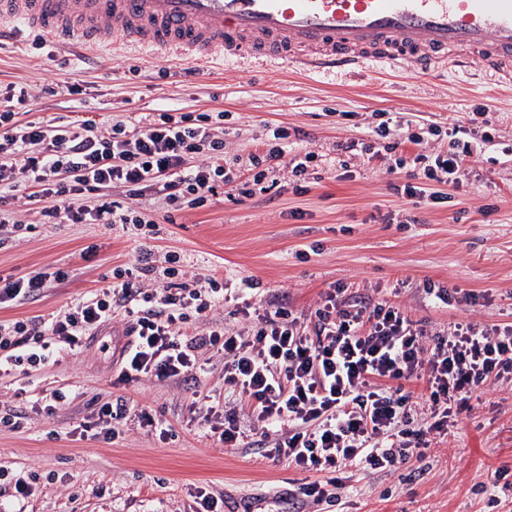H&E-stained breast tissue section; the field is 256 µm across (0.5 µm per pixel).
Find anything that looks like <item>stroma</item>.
<instances>
[{
    "label": "stroma",
    "mask_w": 512,
    "mask_h": 512,
    "mask_svg": "<svg viewBox=\"0 0 512 512\" xmlns=\"http://www.w3.org/2000/svg\"><path fill=\"white\" fill-rule=\"evenodd\" d=\"M191 63L163 53L116 48L76 61L71 50L51 49L25 35L0 48V84L36 87L29 119L94 117L103 125L159 110L227 112L224 130L234 153L247 156L269 142L274 129L289 133L293 151L314 150L302 190L292 180L250 197L225 193L204 207L163 222L161 201L146 197L155 229L132 225L47 224L28 232L23 245L0 248V275L19 277L59 268L68 280L48 283L20 306L0 307V321L51 319L85 292L111 284L115 267L139 246L164 266L176 251L198 267L257 282L255 299L274 307L308 309L336 284H358L357 299L372 288L393 290L413 319L432 330L461 320L512 324V161L472 159L463 186L429 183L420 197L400 187L412 167L387 173L394 157L368 153L376 144L373 115L394 112L412 127L481 126L512 146V88L498 74L469 75L452 66L435 79L413 77L406 67L373 63L352 74L307 76L286 63L215 60L190 73ZM82 80L84 94L67 87ZM353 151H345V144ZM447 195L444 203L434 202ZM473 294L474 302L434 305L425 282ZM111 326L99 329L83 353H60L19 395L0 402V417L25 412L18 427L0 424V466L36 471L48 491L18 502L0 494V512H169L188 507L194 487L221 495L224 512H289L288 493L305 479L287 463L271 464L256 448L214 449L203 428L188 421L196 390L224 389V361L213 356L191 382L162 380L115 387L113 354L123 343ZM62 388L65 406L33 415L37 394ZM124 396L167 420L165 440L148 435L137 418L118 427L114 440L76 441L71 430L102 403ZM512 472V382L500 383L477 402L446 444L431 445L424 461L392 474L353 471L335 512H512V485L492 488L498 504L475 492L481 476Z\"/></svg>",
    "instance_id": "obj_1"
}]
</instances>
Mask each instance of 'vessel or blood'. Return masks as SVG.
I'll use <instances>...</instances> for the list:
<instances>
[{
	"label": "vessel or blood",
	"mask_w": 512,
	"mask_h": 512,
	"mask_svg": "<svg viewBox=\"0 0 512 512\" xmlns=\"http://www.w3.org/2000/svg\"><path fill=\"white\" fill-rule=\"evenodd\" d=\"M40 32L53 44H111L196 63L249 58L320 71L400 63L512 77V0H0V41Z\"/></svg>",
	"instance_id": "vessel-or-blood-1"
}]
</instances>
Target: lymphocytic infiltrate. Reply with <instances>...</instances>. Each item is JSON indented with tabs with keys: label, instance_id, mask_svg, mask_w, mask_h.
Masks as SVG:
<instances>
[{
	"label": "lymphocytic infiltrate",
	"instance_id": "1",
	"mask_svg": "<svg viewBox=\"0 0 512 512\" xmlns=\"http://www.w3.org/2000/svg\"><path fill=\"white\" fill-rule=\"evenodd\" d=\"M14 86L0 89V246L19 243L29 226L18 214L31 202L41 224H152L140 200L161 199L172 211L202 207L218 188L249 195L268 174H307L314 151L288 154L287 130L273 132L274 145L259 144L245 164L229 163L220 112L167 111L148 124L116 121L99 129L91 119L42 124L19 120L13 106L25 103ZM385 150L408 146L423 182L462 185L475 152L493 146L430 127L400 132L391 119L373 129ZM123 197H112L113 189ZM164 270L150 250L117 267L114 282L94 288L50 320L0 323V377L31 375L53 362L59 347L83 348L87 337L107 323L125 325V346L114 382L194 379L208 354L224 360V395L194 393L189 411L219 448L260 446L269 462L288 463L312 474L291 497L336 506L345 475L357 467L394 472L423 460L429 436H447L472 412L474 400L498 383L512 382V325L474 321L434 332L405 307L381 299L350 302L343 285L320 293L313 309L275 308L246 301L252 280L231 279L186 269L177 253H166ZM67 271L17 279L0 277V305L21 304L61 282ZM238 302L239 330L213 327L198 332L224 303ZM421 381L426 391L414 401L405 382ZM137 417L159 438L169 427L127 401L101 404L92 420L74 428L114 438L116 424Z\"/></svg>",
	"mask_w": 512,
	"mask_h": 512
}]
</instances>
